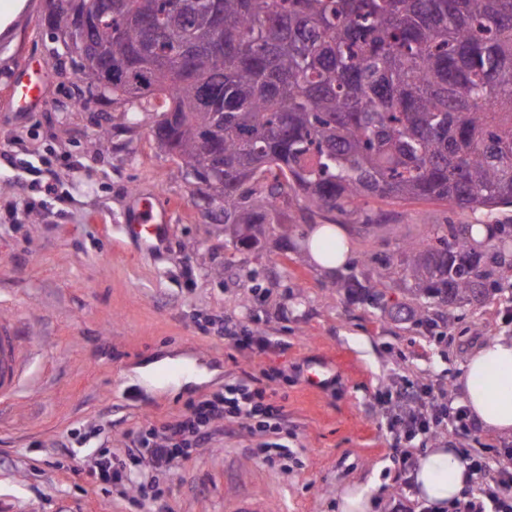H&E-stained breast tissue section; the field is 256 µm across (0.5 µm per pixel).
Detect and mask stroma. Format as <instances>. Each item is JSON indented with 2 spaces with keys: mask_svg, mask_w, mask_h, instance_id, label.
Masks as SVG:
<instances>
[{
  "mask_svg": "<svg viewBox=\"0 0 512 512\" xmlns=\"http://www.w3.org/2000/svg\"><path fill=\"white\" fill-rule=\"evenodd\" d=\"M41 6L27 0L0 33V319L18 323L38 351L27 392L0 413V512H129L115 488L86 481L71 429L94 446L122 448L131 430L262 369L275 373L271 388L288 413L287 471L252 455L247 430L222 425L167 478L176 512H226L241 499L264 512H339V493L355 483L373 484V512L400 503L419 512L394 482L406 441L388 426L390 393L411 380L443 385L460 402L457 377L474 346L512 335V269H494L499 289L484 304L434 306L421 324L392 312L406 301L397 274L384 278L380 309L329 283L379 271L381 259L397 258L435 224H512V207L369 201L371 224L344 221L350 257L332 275L303 249L328 212L299 219L286 235L266 225L259 247H242L210 218L195 180L155 146V114L132 125L93 95ZM27 58L47 77V101L13 112L5 97ZM138 192L170 211L155 254L121 229ZM228 324L269 337L271 347L259 356L237 350L223 337ZM321 356L338 361L343 377L313 389L307 374ZM169 366L185 372L156 383Z\"/></svg>",
  "mask_w": 512,
  "mask_h": 512,
  "instance_id": "obj_1",
  "label": "stroma"
}]
</instances>
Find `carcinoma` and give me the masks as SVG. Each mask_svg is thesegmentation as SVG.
I'll return each mask as SVG.
<instances>
[{
    "label": "carcinoma",
    "instance_id": "1",
    "mask_svg": "<svg viewBox=\"0 0 512 512\" xmlns=\"http://www.w3.org/2000/svg\"><path fill=\"white\" fill-rule=\"evenodd\" d=\"M84 45L92 86L195 180L248 248L294 206L370 216L369 199L512 207V0H108ZM72 41L68 10L51 17ZM470 225L435 224L398 259L411 317L478 306L491 270ZM382 274L363 296L380 303Z\"/></svg>",
    "mask_w": 512,
    "mask_h": 512
}]
</instances>
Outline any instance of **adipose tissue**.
Here are the masks:
<instances>
[{
  "instance_id": "adipose-tissue-1",
  "label": "adipose tissue",
  "mask_w": 512,
  "mask_h": 512,
  "mask_svg": "<svg viewBox=\"0 0 512 512\" xmlns=\"http://www.w3.org/2000/svg\"><path fill=\"white\" fill-rule=\"evenodd\" d=\"M464 401L484 429L512 435V336L488 339L467 358L459 375ZM474 481L461 453L433 442L411 474L414 499L431 512H447Z\"/></svg>"
}]
</instances>
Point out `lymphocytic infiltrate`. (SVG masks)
Here are the masks:
<instances>
[{
  "instance_id": "lymphocytic-infiltrate-1",
  "label": "lymphocytic infiltrate",
  "mask_w": 512,
  "mask_h": 512,
  "mask_svg": "<svg viewBox=\"0 0 512 512\" xmlns=\"http://www.w3.org/2000/svg\"><path fill=\"white\" fill-rule=\"evenodd\" d=\"M271 376L266 371L225 385L224 389L190 401L183 414L161 425L131 431V444L120 451L105 450L94 457L87 470L91 483L123 485L131 465L146 466L157 475H173L191 457L193 450L205 447L212 427L219 421L237 423L257 434L253 454L272 469L287 470L293 455L286 439L288 426L283 405L267 391ZM453 416L462 435L475 429L467 409L452 408L448 391L441 385L415 386L405 382L397 393L390 427L402 431L405 439L435 432L446 416ZM471 472L480 480L479 496L457 504L455 512H486V501H494L497 512H512V470L492 467L484 453H466Z\"/></svg>"
}]
</instances>
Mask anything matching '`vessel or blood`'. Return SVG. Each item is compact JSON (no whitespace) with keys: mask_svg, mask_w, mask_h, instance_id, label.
Wrapping results in <instances>:
<instances>
[{"mask_svg":"<svg viewBox=\"0 0 512 512\" xmlns=\"http://www.w3.org/2000/svg\"><path fill=\"white\" fill-rule=\"evenodd\" d=\"M38 67L33 59H26L18 69V76L11 86L10 103L15 111L25 112L41 106L45 101V80H33L32 73ZM129 239L141 249H160L168 232V215L157 209L147 196L135 198V206L129 224L125 227ZM28 346L17 324L0 320V405L6 406L19 399L27 384ZM308 384L323 387L332 378L340 377L337 364L327 360L315 363Z\"/></svg>","mask_w":512,"mask_h":512,"instance_id":"vessel-or-blood-1","label":"vessel or blood"}]
</instances>
